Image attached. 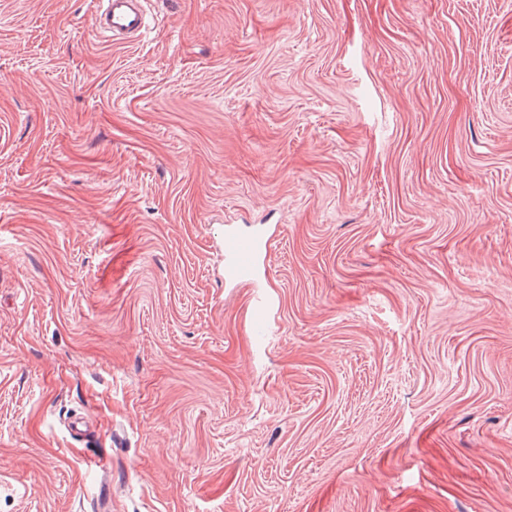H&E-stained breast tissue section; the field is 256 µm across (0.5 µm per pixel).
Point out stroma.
I'll return each mask as SVG.
<instances>
[{
	"label": "stroma",
	"mask_w": 512,
	"mask_h": 512,
	"mask_svg": "<svg viewBox=\"0 0 512 512\" xmlns=\"http://www.w3.org/2000/svg\"><path fill=\"white\" fill-rule=\"evenodd\" d=\"M92 9L0 0V512H512V0ZM106 4L92 13V24L96 30L111 32L113 36L134 38L144 27L143 0H98ZM270 239L234 231L224 233V273L234 281L253 282L270 250Z\"/></svg>",
	"instance_id": "stroma-1"
}]
</instances>
